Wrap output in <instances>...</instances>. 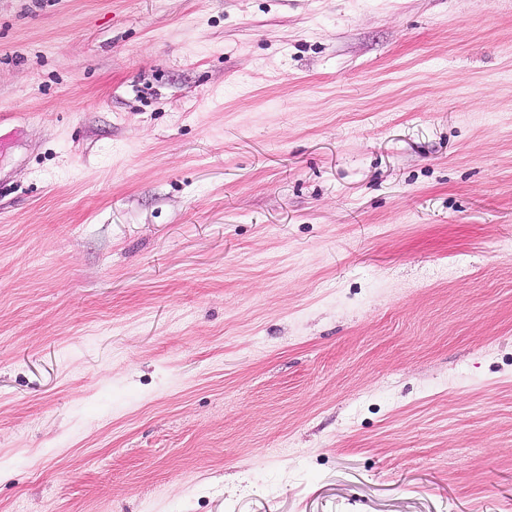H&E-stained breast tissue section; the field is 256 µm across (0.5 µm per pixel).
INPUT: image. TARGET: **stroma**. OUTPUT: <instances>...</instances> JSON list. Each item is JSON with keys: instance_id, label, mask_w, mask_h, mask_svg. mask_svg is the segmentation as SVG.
Returning a JSON list of instances; mask_svg holds the SVG:
<instances>
[{"instance_id": "1", "label": "stroma", "mask_w": 512, "mask_h": 512, "mask_svg": "<svg viewBox=\"0 0 512 512\" xmlns=\"http://www.w3.org/2000/svg\"><path fill=\"white\" fill-rule=\"evenodd\" d=\"M0 512H512V0H0Z\"/></svg>"}]
</instances>
